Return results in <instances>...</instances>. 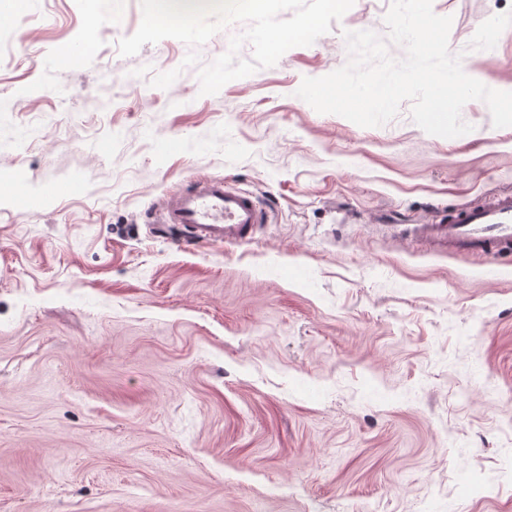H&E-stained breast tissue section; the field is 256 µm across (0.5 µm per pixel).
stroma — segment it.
I'll use <instances>...</instances> for the list:
<instances>
[{
  "instance_id": "stroma-1",
  "label": "stroma",
  "mask_w": 512,
  "mask_h": 512,
  "mask_svg": "<svg viewBox=\"0 0 512 512\" xmlns=\"http://www.w3.org/2000/svg\"><path fill=\"white\" fill-rule=\"evenodd\" d=\"M355 0L312 45L200 92L199 46L131 57L141 0H0V512H512V254L414 236L512 190V127L427 134L297 97L387 37ZM512 91V0H433ZM180 69L168 89L153 75ZM230 178L267 221L186 248L151 211Z\"/></svg>"
}]
</instances>
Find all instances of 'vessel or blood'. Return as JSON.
<instances>
[{"label": "vessel or blood", "instance_id": "vessel-or-blood-1", "mask_svg": "<svg viewBox=\"0 0 512 512\" xmlns=\"http://www.w3.org/2000/svg\"><path fill=\"white\" fill-rule=\"evenodd\" d=\"M265 213L257 198L227 178L205 180L191 192L174 193L160 216L163 228H184L183 244L240 243L252 238ZM416 236L471 253L497 254L512 248V193L489 196L479 206L419 224Z\"/></svg>", "mask_w": 512, "mask_h": 512}]
</instances>
